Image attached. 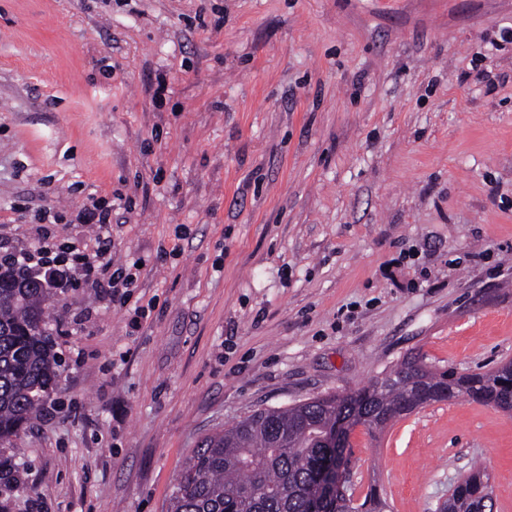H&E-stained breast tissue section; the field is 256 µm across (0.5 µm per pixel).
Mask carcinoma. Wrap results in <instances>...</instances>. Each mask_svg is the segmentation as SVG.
<instances>
[{"instance_id": "obj_1", "label": "carcinoma", "mask_w": 512, "mask_h": 512, "mask_svg": "<svg viewBox=\"0 0 512 512\" xmlns=\"http://www.w3.org/2000/svg\"><path fill=\"white\" fill-rule=\"evenodd\" d=\"M30 271L0 270V440L35 418L55 386L59 362L43 327L49 294L22 287ZM467 396L512 414V361L484 373L437 370L408 357L384 378L346 396L327 395L255 411L202 441L185 460L167 512H311L330 463H348L328 439L336 422L383 431L429 404ZM377 487L359 504L329 498L319 512H386ZM492 487L471 467L448 492L445 512H492Z\"/></svg>"}]
</instances>
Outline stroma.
Listing matches in <instances>:
<instances>
[{
    "mask_svg": "<svg viewBox=\"0 0 512 512\" xmlns=\"http://www.w3.org/2000/svg\"><path fill=\"white\" fill-rule=\"evenodd\" d=\"M92 194L144 267L54 289L0 512H163L253 410L512 359V0H0V246ZM345 454L390 512L476 463L512 512V415L468 397Z\"/></svg>",
    "mask_w": 512,
    "mask_h": 512,
    "instance_id": "stroma-1",
    "label": "stroma"
}]
</instances>
